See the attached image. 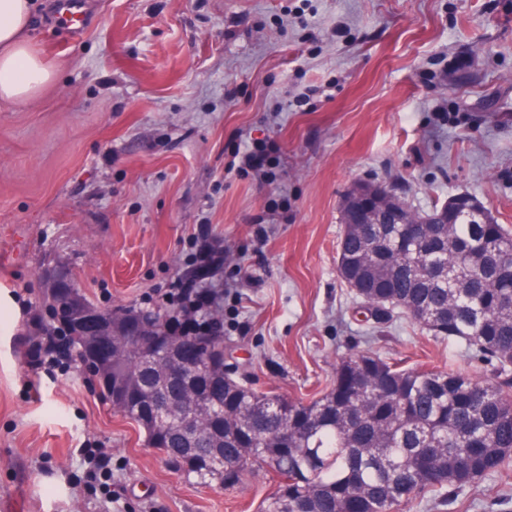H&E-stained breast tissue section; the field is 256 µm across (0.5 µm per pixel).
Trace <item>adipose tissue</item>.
Wrapping results in <instances>:
<instances>
[{"label": "adipose tissue", "mask_w": 512, "mask_h": 512, "mask_svg": "<svg viewBox=\"0 0 512 512\" xmlns=\"http://www.w3.org/2000/svg\"><path fill=\"white\" fill-rule=\"evenodd\" d=\"M33 0H0V100L22 103L56 78L52 62L34 48Z\"/></svg>", "instance_id": "1"}]
</instances>
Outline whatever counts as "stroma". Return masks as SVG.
Listing matches in <instances>:
<instances>
[{"label": "stroma", "mask_w": 512, "mask_h": 512, "mask_svg": "<svg viewBox=\"0 0 512 512\" xmlns=\"http://www.w3.org/2000/svg\"><path fill=\"white\" fill-rule=\"evenodd\" d=\"M84 2L76 32L37 0L58 76L0 102V512H256L273 489L261 469L230 491L185 481L78 357L33 364L61 264L99 308L150 306L205 227L253 388L310 398L360 350L487 376L409 318L370 334L338 243L360 183L421 211L467 192L512 226V0ZM248 141L264 172L234 168ZM402 512H512V474Z\"/></svg>", "instance_id": "1"}]
</instances>
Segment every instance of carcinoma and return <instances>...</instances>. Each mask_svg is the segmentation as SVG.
<instances>
[{"label": "carcinoma", "instance_id": "1", "mask_svg": "<svg viewBox=\"0 0 512 512\" xmlns=\"http://www.w3.org/2000/svg\"><path fill=\"white\" fill-rule=\"evenodd\" d=\"M442 205L419 218L428 221L418 237L404 224H358L339 242L342 279L368 312L384 325L404 314L432 336L475 351L493 367L479 380L451 369H405L372 353H354L337 364L331 386L304 402L275 391H257L244 377L224 372L221 293L177 290V297L150 307L95 308L73 274L47 280L43 300L49 336H58L97 379L115 374L127 381L134 404L126 416L145 432L147 447L165 463H179L180 476L233 489L254 466L272 471L275 490L257 512H390L426 496L445 506L457 493L490 473L512 469V228L485 224L458 213L437 224ZM224 258L206 257L177 280L200 284L220 270ZM91 311L119 331L133 323L161 341L128 351L118 365L98 360L77 336L78 316ZM190 317L195 327L170 332V322ZM193 338L204 357L199 377L222 387L201 395L215 418L200 415L185 440L177 425L144 418L165 405L177 386L161 371L166 347Z\"/></svg>", "mask_w": 512, "mask_h": 512}]
</instances>
